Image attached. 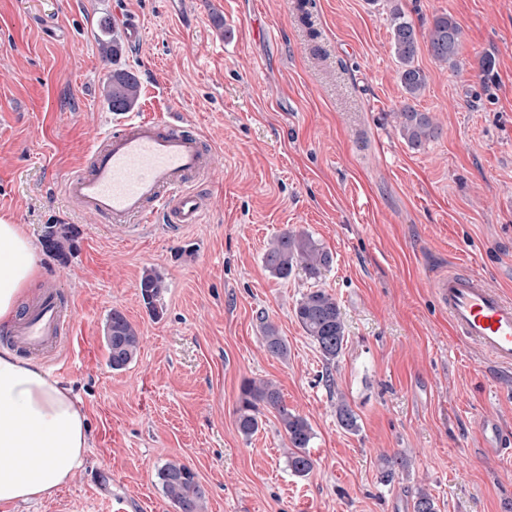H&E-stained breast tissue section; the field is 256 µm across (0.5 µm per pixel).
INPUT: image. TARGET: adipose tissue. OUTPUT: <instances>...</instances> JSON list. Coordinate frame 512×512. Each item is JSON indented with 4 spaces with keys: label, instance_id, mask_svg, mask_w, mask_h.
Masks as SVG:
<instances>
[{
    "label": "adipose tissue",
    "instance_id": "1",
    "mask_svg": "<svg viewBox=\"0 0 512 512\" xmlns=\"http://www.w3.org/2000/svg\"><path fill=\"white\" fill-rule=\"evenodd\" d=\"M40 272L21 225L0 219V322L11 320ZM90 446L71 391L31 359L0 352V503H26L71 483Z\"/></svg>",
    "mask_w": 512,
    "mask_h": 512
}]
</instances>
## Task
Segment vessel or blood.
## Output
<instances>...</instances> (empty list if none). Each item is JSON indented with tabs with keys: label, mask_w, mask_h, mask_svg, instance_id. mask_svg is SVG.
Wrapping results in <instances>:
<instances>
[{
	"label": "vessel or blood",
	"mask_w": 512,
	"mask_h": 512,
	"mask_svg": "<svg viewBox=\"0 0 512 512\" xmlns=\"http://www.w3.org/2000/svg\"><path fill=\"white\" fill-rule=\"evenodd\" d=\"M88 167L62 182L68 201L115 224H167L180 229L203 223L206 199L194 186L209 167L200 140L182 122L131 116L107 131L89 151ZM432 290L448 314L456 336L476 347L497 369L512 370V296L484 277L457 269L437 275ZM70 318L54 296L26 310L12 334L32 350L61 334ZM479 442L489 457L503 452L498 417L478 425Z\"/></svg>",
	"instance_id": "1"
}]
</instances>
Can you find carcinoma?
Wrapping results in <instances>:
<instances>
[{
	"mask_svg": "<svg viewBox=\"0 0 512 512\" xmlns=\"http://www.w3.org/2000/svg\"><path fill=\"white\" fill-rule=\"evenodd\" d=\"M387 20L398 64V78L405 93V102L397 112L396 119L407 145L413 150H419L438 133L430 113L420 111L415 105L427 85L425 72L416 65L420 49L419 34L415 24L397 4L389 10ZM102 28L106 33L101 35L100 51L103 56L114 58L121 52V42L110 34V22H104ZM425 44L435 61L454 68L458 65L462 30L452 17L438 15L425 34ZM139 93V82L128 71L112 72V79L104 88L105 100L114 112H127L133 108ZM76 238V229L66 225H51L43 236L42 245L48 253L64 261L75 249ZM332 262V254L303 231L280 234L264 253L266 269L278 279L288 278L298 267L307 276L317 278ZM139 288L150 315L155 319L162 317L163 309L158 307L166 288L162 276L152 269L145 270ZM294 314L326 360H334L340 355L345 342V325L336 298L320 288L311 290L297 303ZM261 330L266 351L273 357H286L288 346L278 328L264 321ZM141 339L137 327L121 311L112 310L105 326L110 367L122 370L130 364L139 352ZM264 408L277 411L288 436L291 447L288 453L289 469L298 476L308 475L313 468L309 454L314 438L313 429L306 418L283 405L281 394L273 383L264 380H247L243 383L236 409L240 433L248 438L259 430ZM336 419L348 431L358 427L355 413L342 399L336 403ZM158 479L165 496L178 512H203L205 491L191 467L177 460L169 461L158 470ZM413 509L414 512H437L435 497L426 488L418 489Z\"/></svg>",
	"mask_w": 512,
	"mask_h": 512,
	"instance_id": "cac0c4a2",
	"label": "carcinoma"
}]
</instances>
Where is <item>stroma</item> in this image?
Returning <instances> with one entry per match:
<instances>
[{
	"instance_id": "35a3bbf8",
	"label": "stroma",
	"mask_w": 512,
	"mask_h": 512,
	"mask_svg": "<svg viewBox=\"0 0 512 512\" xmlns=\"http://www.w3.org/2000/svg\"><path fill=\"white\" fill-rule=\"evenodd\" d=\"M400 4L420 32L444 13L463 31L456 68L418 54L417 107L439 125L418 151L395 126L386 0H0V217L36 244L51 224L80 232L67 261L40 252L27 299L52 288L72 308L70 335L35 359L91 433L70 484L0 512H177L157 478L170 460L196 472L204 512H413L421 485L439 512H512V457L488 460L476 439L486 413L512 429V381L454 336L431 288L463 264L512 296V0ZM118 11L145 30L112 60L98 35ZM117 68L139 81L135 111L179 117L209 150L204 223L133 232L64 197V177L124 118L103 93ZM288 229L332 253L319 278L266 270ZM149 268L167 285L159 319L139 290ZM317 288L346 327L332 362L294 314ZM115 308L142 336L119 371L104 340ZM265 320L286 358L266 352ZM250 379L311 424L307 476L289 470L274 411L239 432ZM340 399L357 430L339 426ZM394 457L408 467L381 484Z\"/></svg>"
}]
</instances>
